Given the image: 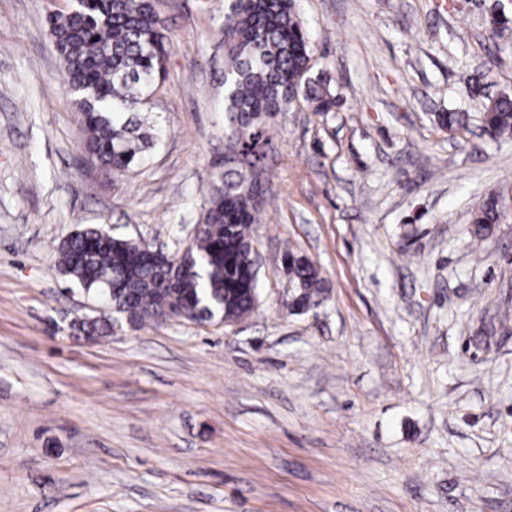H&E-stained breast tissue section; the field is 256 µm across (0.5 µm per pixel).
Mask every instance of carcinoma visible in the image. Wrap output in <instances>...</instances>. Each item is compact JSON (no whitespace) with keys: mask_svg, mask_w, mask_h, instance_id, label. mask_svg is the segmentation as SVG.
I'll return each instance as SVG.
<instances>
[{"mask_svg":"<svg viewBox=\"0 0 512 512\" xmlns=\"http://www.w3.org/2000/svg\"><path fill=\"white\" fill-rule=\"evenodd\" d=\"M224 22V114L229 134L225 154L254 153L267 120L302 99L313 112L339 106L330 80L312 75L310 45L296 0H234ZM49 30L67 65V88L75 97L86 133L85 153L106 172L125 175L141 165L160 141L156 125L142 116L143 100L163 77L165 19L152 0H83L67 17H48ZM438 126L455 131L463 112H440ZM483 128L512 133V96L485 106ZM264 205L256 164L224 170L209 192L207 207L188 249L169 260L142 256L144 242L115 238L84 227L59 242L61 273L87 296L103 298L108 312L74 322L75 330L104 339L118 315L134 327L178 308L187 320L250 317L260 300L253 274L252 225ZM498 200L473 216L476 234L499 223ZM283 261L293 282L288 309L304 313L326 293L314 263L292 251Z\"/></svg>","mask_w":512,"mask_h":512,"instance_id":"1","label":"carcinoma"}]
</instances>
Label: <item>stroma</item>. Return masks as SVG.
<instances>
[{
	"instance_id": "35a3bbf8",
	"label": "stroma",
	"mask_w": 512,
	"mask_h": 512,
	"mask_svg": "<svg viewBox=\"0 0 512 512\" xmlns=\"http://www.w3.org/2000/svg\"><path fill=\"white\" fill-rule=\"evenodd\" d=\"M499 4L512 19V0H297L341 105L264 127L257 311L92 343L56 247L88 224L190 242L224 170V0H160L163 137L118 179L84 152L49 32L70 0H0V512H512V138L481 122L512 95ZM451 108L466 127L437 125ZM287 248L328 288L304 314ZM500 220V209L498 200L491 197L480 211L476 212L473 216V224L476 226V234L482 235L487 230H490L493 224H498Z\"/></svg>"
}]
</instances>
